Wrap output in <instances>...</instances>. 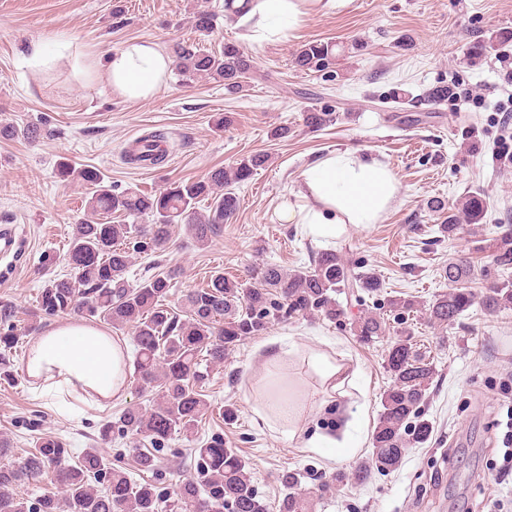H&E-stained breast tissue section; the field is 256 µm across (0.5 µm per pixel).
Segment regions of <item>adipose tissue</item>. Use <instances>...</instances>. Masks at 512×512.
<instances>
[{"label":"adipose tissue","instance_id":"obj_1","mask_svg":"<svg viewBox=\"0 0 512 512\" xmlns=\"http://www.w3.org/2000/svg\"><path fill=\"white\" fill-rule=\"evenodd\" d=\"M349 0H234L240 19L252 26L251 38L281 36L315 14L345 8ZM67 58L75 79L91 80L105 73L114 93L130 101L154 97L165 85L173 61L157 43L138 39L99 57L66 36L56 39L55 50L34 43L29 60L50 68ZM397 180L388 165L355 151L332 154L304 169L299 182L278 210L281 221L301 225L314 241L336 240L346 225L379 223L393 203ZM269 373L257 415L263 422H285L288 439L303 437L304 447L335 448L338 440L320 432L304 433L301 420L307 411L303 387H290L284 370L288 352L278 340L263 345ZM128 347L105 331L72 322L46 331L25 356L29 375L40 378L46 394L92 392L104 399H121L126 388Z\"/></svg>","mask_w":512,"mask_h":512}]
</instances>
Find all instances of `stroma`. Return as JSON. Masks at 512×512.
<instances>
[{
	"mask_svg": "<svg viewBox=\"0 0 512 512\" xmlns=\"http://www.w3.org/2000/svg\"><path fill=\"white\" fill-rule=\"evenodd\" d=\"M203 9L215 15L212 49L231 42L253 61L240 89L204 79L185 85L172 76L153 98L128 101L105 78L74 82L66 62L50 71L26 63L32 42L47 44L60 33L102 55L132 39L152 40L167 52L176 40L192 37L189 19ZM497 30H512V0H352L267 41L247 38L224 0H0V125L40 130L34 140L0 138V224L16 225L21 238L17 263L0 262V301L13 304V322L24 327L45 282L71 272L65 255L73 225L88 217L91 191L59 178L60 164L94 167L115 190L152 194L250 155H268L265 168L236 185L239 207L207 247L198 245L190 226L175 224L165 252L134 256L127 273L132 282L178 269L167 303L183 316L186 291L206 287L214 272L242 280L257 264L288 271L310 266L319 244L298 225L279 222L277 211L312 160L351 149L387 163L397 195L379 223L347 225L333 251L356 270L377 274L387 298L431 302L448 291V264L461 257L474 267L467 288L482 292L494 268L499 228L512 224V123L500 110L512 98L505 77L512 42L494 45L476 62L468 53L474 41ZM312 40L344 46L333 75L296 66L297 50ZM441 83L454 85V98L424 101L423 93ZM395 90L409 93V101L389 100ZM324 110L336 112L337 122L308 128L306 113ZM222 114L230 122L219 128L215 119ZM280 126L288 127L287 138H273ZM154 131L169 137L166 162L125 163L127 140ZM469 192L485 199L483 221L463 225L455 238L443 237L439 226L448 220V206ZM338 300L346 312L341 322L297 317L242 341L223 365L209 370L202 389L211 408L197 434L172 435L157 448L131 433L113 435L106 445L98 440L101 425L117 421L128 406L152 405L154 393L141 390L136 377L128 378L122 399L105 406L87 396L62 403L37 390L23 366L29 346L20 344L9 356L13 380H0V436L11 445L0 465L21 461L38 438L49 436L76 457L104 447L112 464L134 480L171 493L195 473L191 449L218 436L247 462L272 507L283 493L278 475L288 469L312 492L311 512H512V474L504 472L501 443L502 404L512 397V309L489 315L477 305L451 327L420 317L411 323L418 348L436 368L426 412L430 440L410 448L391 472L320 491L333 474H349L368 461L381 396L391 383L384 368L388 339L362 343L353 326L363 305L348 294ZM273 338L287 348L302 345L288 366L316 402L327 393L305 350L344 353L356 377L343 412H313L308 421L328 434L349 429L353 455L301 447L259 420V347ZM229 404L236 410L231 422L224 418ZM139 451L156 454V471L136 469Z\"/></svg>",
	"mask_w": 512,
	"mask_h": 512,
	"instance_id": "35a3bbf8",
	"label": "stroma"
}]
</instances>
